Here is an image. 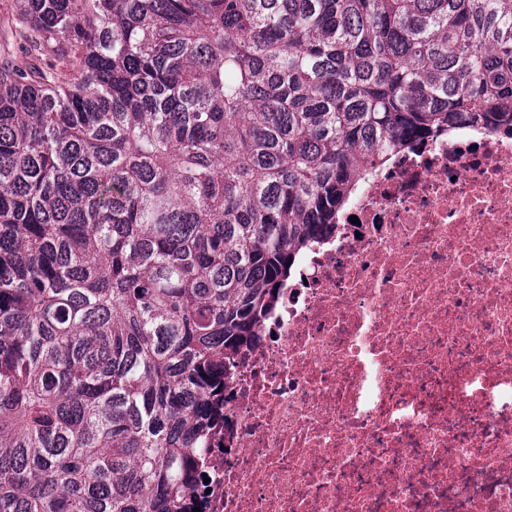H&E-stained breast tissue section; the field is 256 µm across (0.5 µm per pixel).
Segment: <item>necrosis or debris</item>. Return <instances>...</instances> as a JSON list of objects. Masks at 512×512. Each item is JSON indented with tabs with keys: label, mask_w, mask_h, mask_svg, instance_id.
Here are the masks:
<instances>
[{
	"label": "necrosis or debris",
	"mask_w": 512,
	"mask_h": 512,
	"mask_svg": "<svg viewBox=\"0 0 512 512\" xmlns=\"http://www.w3.org/2000/svg\"><path fill=\"white\" fill-rule=\"evenodd\" d=\"M262 333L206 512H512V134L377 170Z\"/></svg>",
	"instance_id": "obj_1"
}]
</instances>
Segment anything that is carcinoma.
Returning <instances> with one entry per match:
<instances>
[{"mask_svg":"<svg viewBox=\"0 0 512 512\" xmlns=\"http://www.w3.org/2000/svg\"><path fill=\"white\" fill-rule=\"evenodd\" d=\"M0 512H193L237 356L358 183L512 127V0H15Z\"/></svg>","mask_w":512,"mask_h":512,"instance_id":"obj_1","label":"carcinoma"}]
</instances>
